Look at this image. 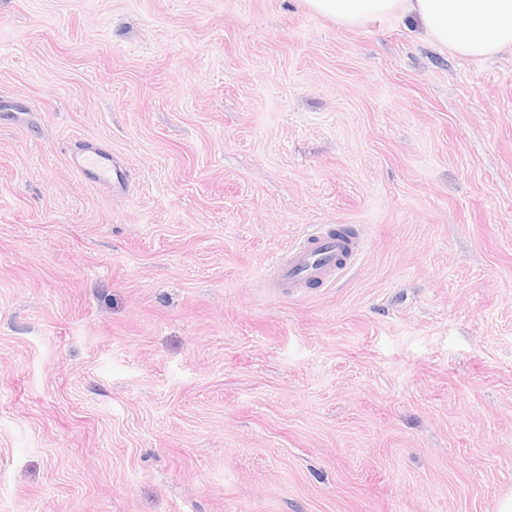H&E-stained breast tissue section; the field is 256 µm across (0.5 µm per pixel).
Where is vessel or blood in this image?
Segmentation results:
<instances>
[{
	"label": "vessel or blood",
	"instance_id": "vessel-or-blood-1",
	"mask_svg": "<svg viewBox=\"0 0 512 512\" xmlns=\"http://www.w3.org/2000/svg\"><path fill=\"white\" fill-rule=\"evenodd\" d=\"M72 164L87 181L106 189L123 183V172L108 151L81 152L73 156ZM362 252L363 245L358 238L321 227L312 228L289 247L287 257L274 259V286L294 291L315 283L333 282L356 263Z\"/></svg>",
	"mask_w": 512,
	"mask_h": 512
}]
</instances>
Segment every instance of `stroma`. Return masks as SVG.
I'll return each instance as SVG.
<instances>
[{"instance_id": "stroma-1", "label": "stroma", "mask_w": 512, "mask_h": 512, "mask_svg": "<svg viewBox=\"0 0 512 512\" xmlns=\"http://www.w3.org/2000/svg\"><path fill=\"white\" fill-rule=\"evenodd\" d=\"M0 100V512H497L512 53L299 0H0ZM308 224L359 262L268 296ZM73 166L90 183L112 190L121 187L123 172L106 150L83 151L72 157Z\"/></svg>"}]
</instances>
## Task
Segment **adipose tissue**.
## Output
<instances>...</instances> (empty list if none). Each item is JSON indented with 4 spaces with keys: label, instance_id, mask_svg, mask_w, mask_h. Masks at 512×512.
<instances>
[{
    "label": "adipose tissue",
    "instance_id": "1",
    "mask_svg": "<svg viewBox=\"0 0 512 512\" xmlns=\"http://www.w3.org/2000/svg\"><path fill=\"white\" fill-rule=\"evenodd\" d=\"M304 8L340 27L413 20L434 44L468 59L512 50V0H302Z\"/></svg>",
    "mask_w": 512,
    "mask_h": 512
}]
</instances>
